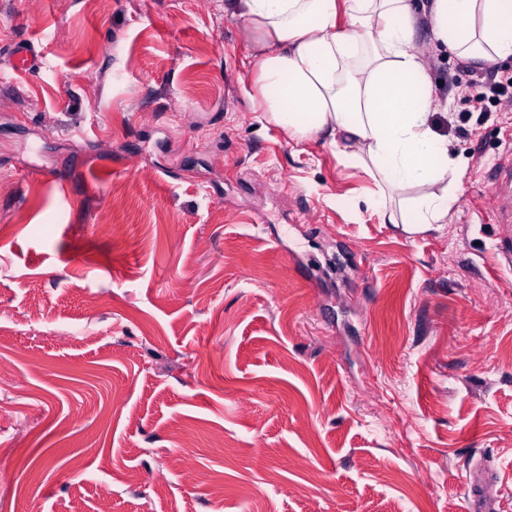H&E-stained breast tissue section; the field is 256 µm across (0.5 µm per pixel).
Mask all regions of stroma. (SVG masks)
<instances>
[{
    "label": "stroma",
    "mask_w": 512,
    "mask_h": 512,
    "mask_svg": "<svg viewBox=\"0 0 512 512\" xmlns=\"http://www.w3.org/2000/svg\"><path fill=\"white\" fill-rule=\"evenodd\" d=\"M414 44L465 169L420 233L264 119L224 0H0V512H464L477 461L512 512V101L463 92L512 58Z\"/></svg>",
    "instance_id": "35a3bbf8"
}]
</instances>
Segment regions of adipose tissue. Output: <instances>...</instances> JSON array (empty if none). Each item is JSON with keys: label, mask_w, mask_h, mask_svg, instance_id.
Wrapping results in <instances>:
<instances>
[{"label": "adipose tissue", "mask_w": 512, "mask_h": 512, "mask_svg": "<svg viewBox=\"0 0 512 512\" xmlns=\"http://www.w3.org/2000/svg\"><path fill=\"white\" fill-rule=\"evenodd\" d=\"M252 36L255 89L266 120L288 139L321 140L377 185L369 200L386 223L421 231L447 223L463 169L439 132V102L414 47L419 18L437 46L491 65L512 57V0H228ZM419 188L388 204L386 192Z\"/></svg>", "instance_id": "1"}]
</instances>
